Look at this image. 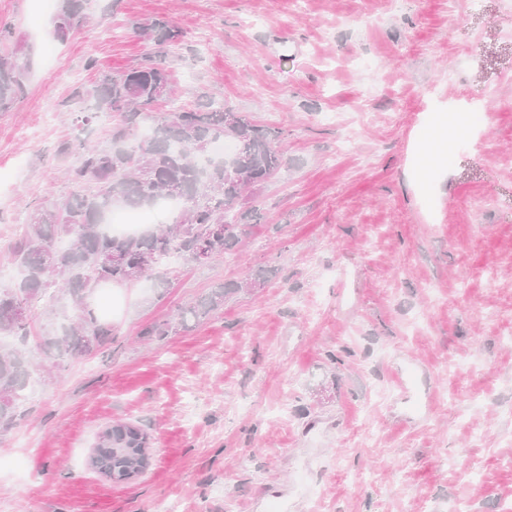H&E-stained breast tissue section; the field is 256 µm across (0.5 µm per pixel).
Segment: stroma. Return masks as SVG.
<instances>
[{
  "label": "stroma",
  "mask_w": 512,
  "mask_h": 512,
  "mask_svg": "<svg viewBox=\"0 0 512 512\" xmlns=\"http://www.w3.org/2000/svg\"><path fill=\"white\" fill-rule=\"evenodd\" d=\"M57 45L36 0H0L33 64L0 113V288L11 227L70 190L74 89L140 66L137 27L181 44L160 112L206 99L281 132L286 164L239 204L245 244L115 288L114 339L53 359L36 311L24 419L0 438V512H505L512 503V11L504 0H86ZM372 59L376 72L360 70ZM487 114L471 126L472 107ZM447 151L420 171L438 113ZM261 287L141 342L212 288ZM133 420L148 469L94 472L97 432ZM137 29L140 35L157 46L177 45L182 39L181 31L163 19H155L150 23L138 26Z\"/></svg>",
  "instance_id": "obj_1"
}]
</instances>
